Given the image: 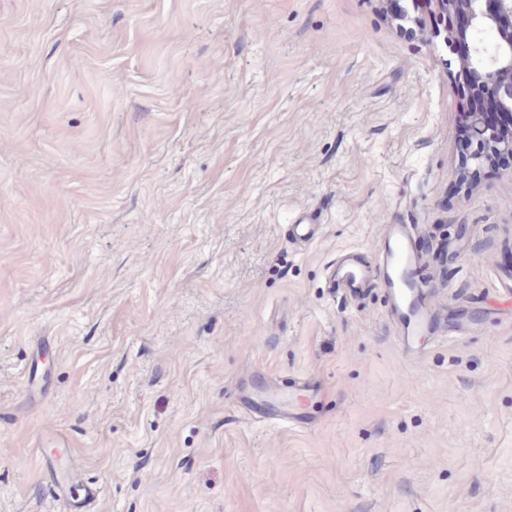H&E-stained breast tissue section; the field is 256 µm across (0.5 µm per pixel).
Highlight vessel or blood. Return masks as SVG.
<instances>
[{"label": "vessel or blood", "instance_id": "b4317fda", "mask_svg": "<svg viewBox=\"0 0 512 512\" xmlns=\"http://www.w3.org/2000/svg\"><path fill=\"white\" fill-rule=\"evenodd\" d=\"M318 235V221L307 214L297 218L288 227L289 238L297 243L308 244ZM419 255L415 246L414 227L410 224H386L382 227L377 249L368 262H360L355 250H343L336 259L331 285L351 296L365 292L371 286L384 288L389 314L398 329V341L403 350L417 355L414 339L424 332L436 330V318L429 305L428 296L416 278ZM243 408L263 421L293 427H302L307 417L297 405L278 410L268 402L244 397ZM46 479L57 500L67 504L69 512H87L86 506L99 497V488L84 487L81 495H74L70 481L56 471L52 459L44 461Z\"/></svg>", "mask_w": 512, "mask_h": 512}]
</instances>
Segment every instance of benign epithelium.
<instances>
[{
	"label": "benign epithelium",
	"mask_w": 512,
	"mask_h": 512,
	"mask_svg": "<svg viewBox=\"0 0 512 512\" xmlns=\"http://www.w3.org/2000/svg\"><path fill=\"white\" fill-rule=\"evenodd\" d=\"M436 5L446 16L456 11L463 16V26L456 30H437L434 37L447 43L455 38L465 44L466 52L457 72L458 81L479 91H493L492 105L501 114L512 116V0H413ZM489 32L492 47L485 49L476 42V35ZM475 147L469 163L480 167L494 158L512 163V138L502 140L500 132L487 124L483 113H471Z\"/></svg>",
	"instance_id": "1"
}]
</instances>
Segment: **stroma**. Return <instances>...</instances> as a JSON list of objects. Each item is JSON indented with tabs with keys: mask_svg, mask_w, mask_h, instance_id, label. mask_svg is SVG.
<instances>
[{
	"mask_svg": "<svg viewBox=\"0 0 512 512\" xmlns=\"http://www.w3.org/2000/svg\"><path fill=\"white\" fill-rule=\"evenodd\" d=\"M407 14L0 0V512H65L60 434L89 512H512V170L461 181L457 56ZM385 224L452 329L415 358L329 285ZM318 235V221L312 214L297 218L293 224H288V237L297 243L309 244ZM243 408L253 416L272 424L288 423V426L302 427L310 426L312 422L300 411L295 404L288 405V413L277 410L275 405L268 402H259L251 397L245 396L242 400ZM45 478L50 483L58 501L68 505L70 512H87L86 505L99 497L100 488L83 486V494L74 495L70 487V481L55 470L54 461L48 457L44 459Z\"/></svg>",
	"mask_w": 512,
	"mask_h": 512,
	"instance_id": "obj_1",
	"label": "stroma"
}]
</instances>
